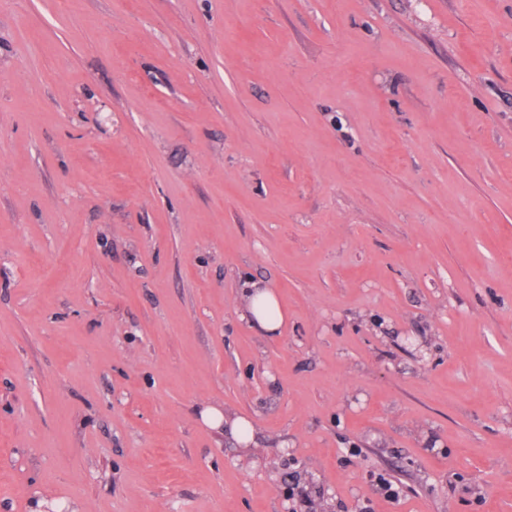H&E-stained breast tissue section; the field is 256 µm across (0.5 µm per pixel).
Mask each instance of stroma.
I'll return each mask as SVG.
<instances>
[{
	"instance_id": "1",
	"label": "stroma",
	"mask_w": 512,
	"mask_h": 512,
	"mask_svg": "<svg viewBox=\"0 0 512 512\" xmlns=\"http://www.w3.org/2000/svg\"><path fill=\"white\" fill-rule=\"evenodd\" d=\"M295 484L512 512V0H0V512ZM246 313L250 322L266 334H276L283 313L276 292L267 284L253 281L247 287ZM201 417L206 424L212 427H221L224 422V431L226 429L230 435L243 444L249 445L252 443V426L246 418L222 410L220 406L205 408Z\"/></svg>"
}]
</instances>
